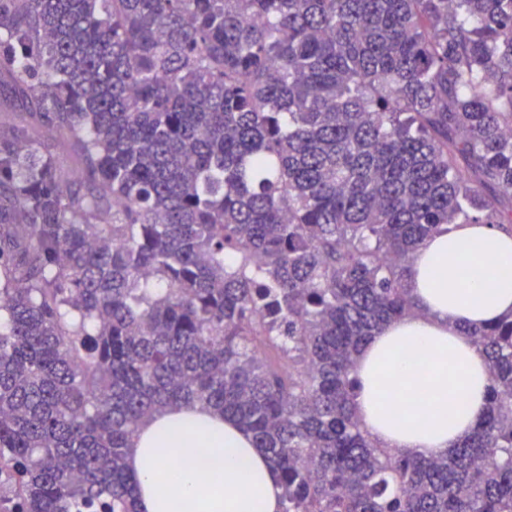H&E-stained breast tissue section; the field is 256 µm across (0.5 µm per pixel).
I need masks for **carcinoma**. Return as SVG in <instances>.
Instances as JSON below:
<instances>
[{"instance_id": "carcinoma-1", "label": "carcinoma", "mask_w": 512, "mask_h": 512, "mask_svg": "<svg viewBox=\"0 0 512 512\" xmlns=\"http://www.w3.org/2000/svg\"><path fill=\"white\" fill-rule=\"evenodd\" d=\"M83 180L0 126V504L137 512L126 457L230 416L283 512H512V316L449 454L380 448L354 359L409 259L512 231V0H0V80Z\"/></svg>"}]
</instances>
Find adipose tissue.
Segmentation results:
<instances>
[{
  "instance_id": "ef3b65f1",
  "label": "adipose tissue",
  "mask_w": 512,
  "mask_h": 512,
  "mask_svg": "<svg viewBox=\"0 0 512 512\" xmlns=\"http://www.w3.org/2000/svg\"><path fill=\"white\" fill-rule=\"evenodd\" d=\"M512 233L457 224L414 251V313L386 324L357 354L354 407L369 438L407 455L441 456L474 432L490 370L469 335L512 313ZM126 466L139 512H280L282 480L250 432L197 405L155 413ZM176 478H169L170 469Z\"/></svg>"
}]
</instances>
